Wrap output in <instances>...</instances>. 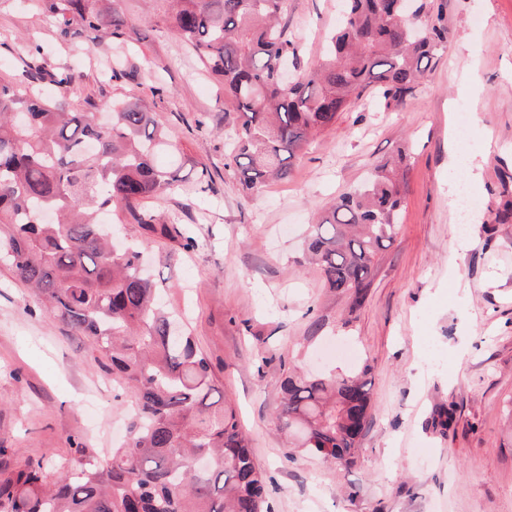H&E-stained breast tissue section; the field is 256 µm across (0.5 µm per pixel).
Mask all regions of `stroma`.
<instances>
[{
  "mask_svg": "<svg viewBox=\"0 0 512 512\" xmlns=\"http://www.w3.org/2000/svg\"><path fill=\"white\" fill-rule=\"evenodd\" d=\"M344 0H288L299 69L318 67ZM448 43L398 107L368 99L340 114L293 161L287 180L245 198L225 170L224 114L216 83L157 26L145 0L117 7L136 32L126 76L102 82L88 64L56 52L54 23L0 0V81L16 72L19 39L40 44L51 67L82 74L70 95L97 108L150 86L180 147L159 166L214 194L173 196L164 218L195 249L167 241L152 262L164 302L184 313L227 404L235 408L268 487L269 512H512V0H431ZM412 163L398 236L379 254L364 304L326 287L305 261L310 225L348 189L364 184L397 148ZM481 149V176L460 159ZM469 183L477 205L465 249L448 203L449 182ZM304 373L367 370L371 406L352 463L293 447L276 417L281 384ZM106 373L88 339L44 312L0 269V470L72 441L106 455L113 425H127V397L99 396ZM451 409L447 432L432 429Z\"/></svg>",
  "mask_w": 512,
  "mask_h": 512,
  "instance_id": "1",
  "label": "stroma"
}]
</instances>
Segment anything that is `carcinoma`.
Listing matches in <instances>:
<instances>
[{"label": "carcinoma", "instance_id": "carcinoma-1", "mask_svg": "<svg viewBox=\"0 0 512 512\" xmlns=\"http://www.w3.org/2000/svg\"><path fill=\"white\" fill-rule=\"evenodd\" d=\"M115 2L23 0V7L51 17L57 41L79 54L88 52L77 43L85 33L108 40L113 80L124 77L133 41ZM153 2L157 23L233 103L224 168L252 196L288 178L310 138L373 91L403 103L448 40L442 13L427 0H346L328 59L285 83L280 75L296 56L281 25L287 0ZM21 64L26 83L0 82V263L50 315L93 339L112 389L132 394L134 416L123 443L102 458L79 445L68 460L44 455L0 471V512H268L265 478L208 357L160 303L143 273V248L115 243L100 222L107 211L148 234L182 236L143 209L184 189L177 171L154 162L162 149L180 153L167 123L154 101L137 95L113 103L112 118L102 121L90 101L78 110L33 93L34 82L67 89L74 81L68 69L47 68L39 45ZM409 174L401 147L311 225L309 263L354 308L398 234ZM365 375L287 377L280 429L300 427L298 447L327 462H352L369 415Z\"/></svg>", "mask_w": 512, "mask_h": 512}]
</instances>
